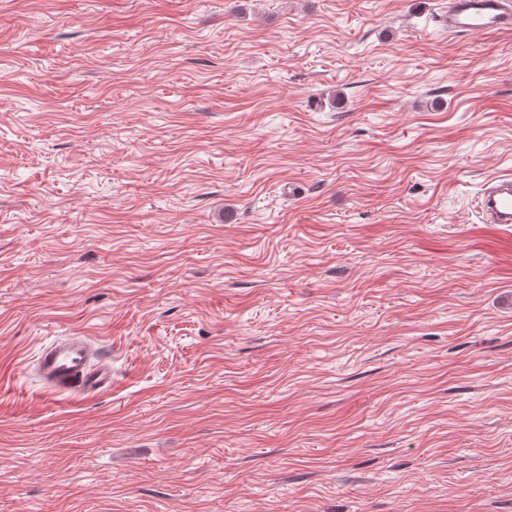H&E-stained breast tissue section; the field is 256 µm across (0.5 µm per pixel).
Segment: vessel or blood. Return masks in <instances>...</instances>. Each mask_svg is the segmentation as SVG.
I'll return each instance as SVG.
<instances>
[{
  "label": "vessel or blood",
  "mask_w": 512,
  "mask_h": 512,
  "mask_svg": "<svg viewBox=\"0 0 512 512\" xmlns=\"http://www.w3.org/2000/svg\"><path fill=\"white\" fill-rule=\"evenodd\" d=\"M441 20L450 36L512 31V0H448ZM482 223L512 224V173L488 178L477 197ZM37 375L58 393H94L112 385V368L96 356L89 337L58 338L41 347Z\"/></svg>",
  "instance_id": "obj_1"
}]
</instances>
